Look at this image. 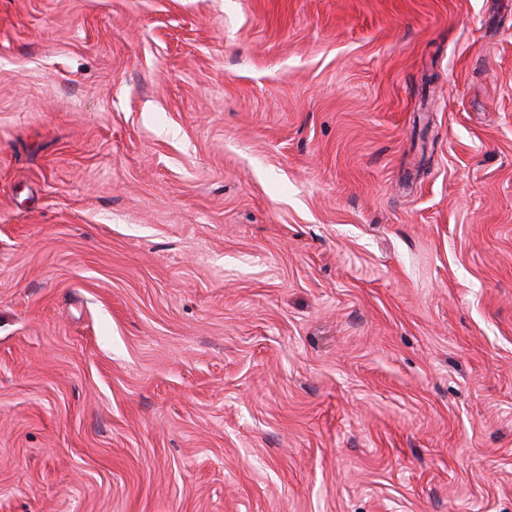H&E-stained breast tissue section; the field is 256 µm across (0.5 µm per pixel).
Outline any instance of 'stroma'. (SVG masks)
Masks as SVG:
<instances>
[{"label": "stroma", "mask_w": 512, "mask_h": 512, "mask_svg": "<svg viewBox=\"0 0 512 512\" xmlns=\"http://www.w3.org/2000/svg\"><path fill=\"white\" fill-rule=\"evenodd\" d=\"M0 512H512V0H0Z\"/></svg>", "instance_id": "obj_1"}]
</instances>
